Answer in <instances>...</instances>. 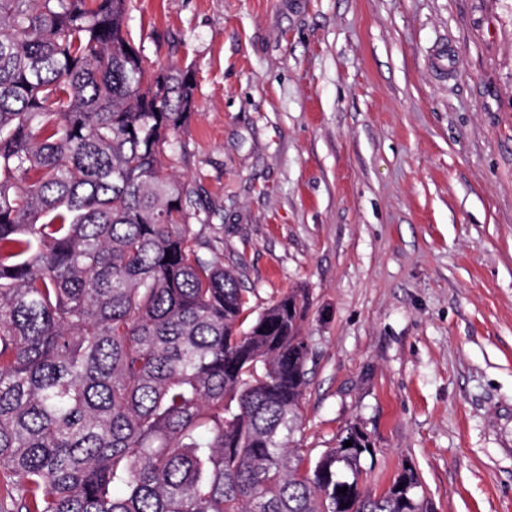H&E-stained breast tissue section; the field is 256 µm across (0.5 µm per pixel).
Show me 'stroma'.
Segmentation results:
<instances>
[{
    "instance_id": "1",
    "label": "stroma",
    "mask_w": 512,
    "mask_h": 512,
    "mask_svg": "<svg viewBox=\"0 0 512 512\" xmlns=\"http://www.w3.org/2000/svg\"><path fill=\"white\" fill-rule=\"evenodd\" d=\"M128 29L195 75L173 171L248 317L309 294L299 445L356 425L366 490L409 462L435 512H512V0H131Z\"/></svg>"
}]
</instances>
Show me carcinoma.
Instances as JSON below:
<instances>
[{
  "mask_svg": "<svg viewBox=\"0 0 512 512\" xmlns=\"http://www.w3.org/2000/svg\"><path fill=\"white\" fill-rule=\"evenodd\" d=\"M129 9L0 0V512H434L410 463L360 488L351 426L293 444L306 289L243 328L201 181L163 162L194 74L146 65Z\"/></svg>",
  "mask_w": 512,
  "mask_h": 512,
  "instance_id": "cac0c4a2",
  "label": "carcinoma"
}]
</instances>
